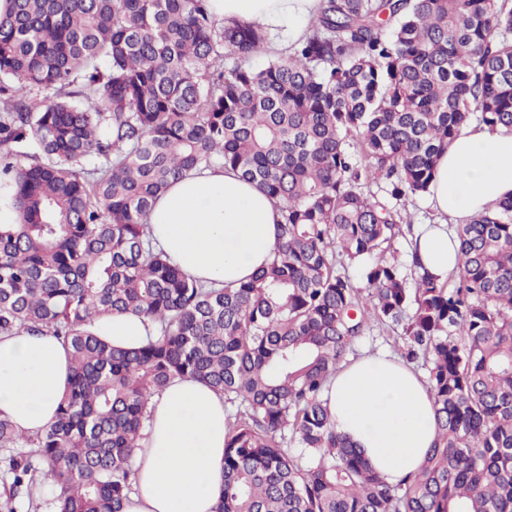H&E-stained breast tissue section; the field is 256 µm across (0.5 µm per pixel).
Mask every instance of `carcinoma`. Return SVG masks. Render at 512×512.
I'll return each instance as SVG.
<instances>
[{
	"mask_svg": "<svg viewBox=\"0 0 512 512\" xmlns=\"http://www.w3.org/2000/svg\"><path fill=\"white\" fill-rule=\"evenodd\" d=\"M258 24L207 0H11L0 15V335L50 330L71 384L54 424L0 418V512H124L150 397L202 381L230 407L215 512H512V197L455 229L441 281L394 241L468 124L512 132V0H321L261 69ZM27 163H22V160ZM222 165L280 208L270 262L204 285L145 219ZM357 269L364 287L354 285ZM158 325L137 349L105 314ZM423 362L435 441L392 484L324 398L370 322ZM94 332L115 347L139 348L155 336L156 325L148 318L134 313H113L98 318Z\"/></svg>",
	"mask_w": 512,
	"mask_h": 512,
	"instance_id": "obj_1",
	"label": "carcinoma"
}]
</instances>
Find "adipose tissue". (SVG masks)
Returning a JSON list of instances; mask_svg holds the SVG:
<instances>
[{
  "instance_id": "adipose-tissue-1",
  "label": "adipose tissue",
  "mask_w": 512,
  "mask_h": 512,
  "mask_svg": "<svg viewBox=\"0 0 512 512\" xmlns=\"http://www.w3.org/2000/svg\"><path fill=\"white\" fill-rule=\"evenodd\" d=\"M320 0H208L215 19L255 22L303 36ZM512 196V133L465 127L441 156L427 202L435 223L417 239L423 265L439 278L458 266L452 224L468 223ZM279 210L232 170H191L153 204L148 232L185 274L203 282L237 284L270 260ZM94 332L115 347L135 349L156 326L134 313L98 318ZM70 380L67 353L49 332L0 336V417L29 436L55 421ZM328 407L346 435L388 481L419 469L435 439L434 406L411 367L382 354L359 358L337 372ZM150 426L135 453L138 467L126 512H214L224 490V398L205 383L173 380L151 397Z\"/></svg>"
}]
</instances>
